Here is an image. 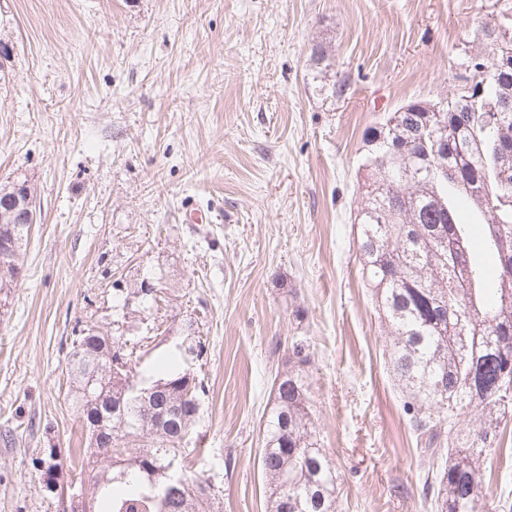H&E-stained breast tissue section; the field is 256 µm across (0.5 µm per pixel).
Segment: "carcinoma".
Returning <instances> with one entry per match:
<instances>
[{
	"label": "carcinoma",
	"instance_id": "cac0c4a2",
	"mask_svg": "<svg viewBox=\"0 0 512 512\" xmlns=\"http://www.w3.org/2000/svg\"><path fill=\"white\" fill-rule=\"evenodd\" d=\"M367 130L357 252L362 277L373 289L389 328L388 362L401 387L410 425L423 453L441 460L427 472L429 512H484L480 460L497 433L494 419L512 412V112H434L410 101ZM0 237L16 251L0 257V292L24 266L30 225L1 224ZM150 311L157 296L119 288ZM158 377L139 369L140 357L121 337L93 324L72 342L67 359L69 400L96 453L112 454L93 477V512H205L223 496L202 475L188 477L184 444L200 420L203 381L182 368L205 342L188 325ZM486 423L474 436L461 422ZM307 386L297 372L274 391L260 456L270 485L269 512L283 498L301 496L300 512H335L336 474L310 430ZM148 440L145 448L130 441ZM45 492L55 494L66 459L56 447L33 460Z\"/></svg>",
	"mask_w": 512,
	"mask_h": 512
}]
</instances>
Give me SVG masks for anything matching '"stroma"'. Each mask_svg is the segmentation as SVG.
<instances>
[{"label":"stroma","mask_w":512,"mask_h":512,"mask_svg":"<svg viewBox=\"0 0 512 512\" xmlns=\"http://www.w3.org/2000/svg\"><path fill=\"white\" fill-rule=\"evenodd\" d=\"M511 17L512 0H0V182L27 181L38 209L0 305V512H62L31 461L88 453L67 353L111 326L115 280L143 276L161 299L120 325L141 366L187 323L206 341L185 465L223 487L220 512H268L264 421L294 370L336 512H426L430 462L360 274L358 165L369 126L448 97L492 52L483 26ZM498 439L484 506L512 512V417Z\"/></svg>","instance_id":"stroma-1"}]
</instances>
